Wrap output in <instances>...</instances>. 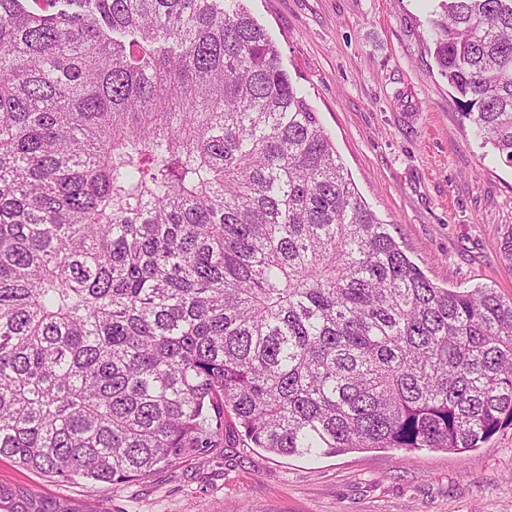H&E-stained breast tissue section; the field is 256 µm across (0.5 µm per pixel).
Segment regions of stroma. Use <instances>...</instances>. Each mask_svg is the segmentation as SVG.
I'll return each mask as SVG.
<instances>
[{
	"label": "stroma",
	"instance_id": "stroma-1",
	"mask_svg": "<svg viewBox=\"0 0 512 512\" xmlns=\"http://www.w3.org/2000/svg\"><path fill=\"white\" fill-rule=\"evenodd\" d=\"M439 0H245L360 196L437 286L512 300V165L465 126L438 71ZM0 485L77 512H512V426L460 452L280 456L224 444L115 488L0 459Z\"/></svg>",
	"mask_w": 512,
	"mask_h": 512
}]
</instances>
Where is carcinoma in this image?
<instances>
[{"mask_svg": "<svg viewBox=\"0 0 512 512\" xmlns=\"http://www.w3.org/2000/svg\"><path fill=\"white\" fill-rule=\"evenodd\" d=\"M433 55L512 165V0ZM512 425V302L430 282L242 0H0V458L119 486ZM9 512H63L0 486Z\"/></svg>", "mask_w": 512, "mask_h": 512, "instance_id": "cac0c4a2", "label": "carcinoma"}]
</instances>
